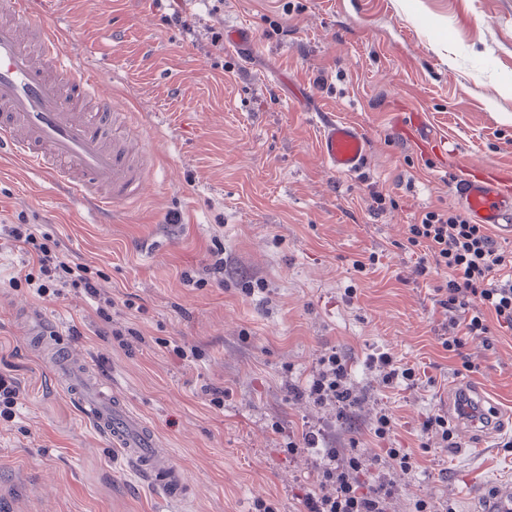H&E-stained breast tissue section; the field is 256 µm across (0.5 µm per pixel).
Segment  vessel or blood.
I'll list each match as a JSON object with an SVG mask.
<instances>
[{
	"instance_id": "b4317fda",
	"label": "vessel or blood",
	"mask_w": 512,
	"mask_h": 512,
	"mask_svg": "<svg viewBox=\"0 0 512 512\" xmlns=\"http://www.w3.org/2000/svg\"><path fill=\"white\" fill-rule=\"evenodd\" d=\"M26 0H0V145L28 168L50 174L96 213L108 216L142 194L144 164L114 145L116 114L96 79L64 49L51 23L28 20ZM319 152L339 175L360 171L368 141L353 123L320 113ZM455 193L473 223L512 238V171L479 165L464 169ZM84 421L120 449L134 473L167 503L186 508L192 488L161 448L155 427L113 395L100 374L69 356L64 336L45 328L37 337Z\"/></svg>"
}]
</instances>
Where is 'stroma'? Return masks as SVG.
<instances>
[{"mask_svg": "<svg viewBox=\"0 0 512 512\" xmlns=\"http://www.w3.org/2000/svg\"><path fill=\"white\" fill-rule=\"evenodd\" d=\"M173 12L183 25L166 23ZM28 13L63 30L123 111L115 138L153 161L141 199L102 224L0 153V221L34 225L64 258L100 269L115 301L107 324L81 290L14 287L30 257L0 243V377L17 391L14 419L0 421V512L167 508L84 422L26 308L152 422L193 485L194 512H258L259 499L305 512L315 460L287 443L309 424L336 448L413 453L415 471L393 475L396 512L419 499L482 512L512 481V331L495 330L490 350L467 338L475 367L464 370L438 339L436 283L412 279L404 243L424 212L458 208L464 166L512 170V0H28ZM235 24L250 26L253 51L214 38ZM288 86L362 128L360 172L328 168ZM408 110L434 135L433 154L404 140ZM331 348L359 397L344 420L292 393ZM374 352L413 367L417 384L384 387L367 365ZM452 379L484 390L499 426L454 424L447 448L421 423L447 414ZM382 412L392 430L381 439Z\"/></svg>", "mask_w": 512, "mask_h": 512, "instance_id": "obj_1", "label": "stroma"}]
</instances>
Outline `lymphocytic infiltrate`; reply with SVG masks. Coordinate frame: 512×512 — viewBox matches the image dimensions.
Wrapping results in <instances>:
<instances>
[{
    "label": "lymphocytic infiltrate",
    "mask_w": 512,
    "mask_h": 512,
    "mask_svg": "<svg viewBox=\"0 0 512 512\" xmlns=\"http://www.w3.org/2000/svg\"><path fill=\"white\" fill-rule=\"evenodd\" d=\"M8 236L32 257L35 269L24 275L26 285L41 294L52 288H79L98 297V273L60 259L29 225L9 227ZM406 242L420 253L415 276L442 277L436 302L454 330L442 339V347L454 353L464 369H472V358L464 350L466 337H488L495 325L512 329V276L505 274L512 254L502 250L486 225L472 223L451 209L427 211L420 223L409 225ZM293 393L316 407L335 410L340 418L355 401L349 368L333 350L319 358L306 386L295 387ZM302 448L315 450L320 458V492L305 497L306 512H391L397 492L391 471L409 473L416 467L406 449L389 448L384 455L368 456L357 448H330L321 430L313 428L302 432L300 441L288 443L289 453Z\"/></svg>",
    "instance_id": "f902f5d3"
}]
</instances>
